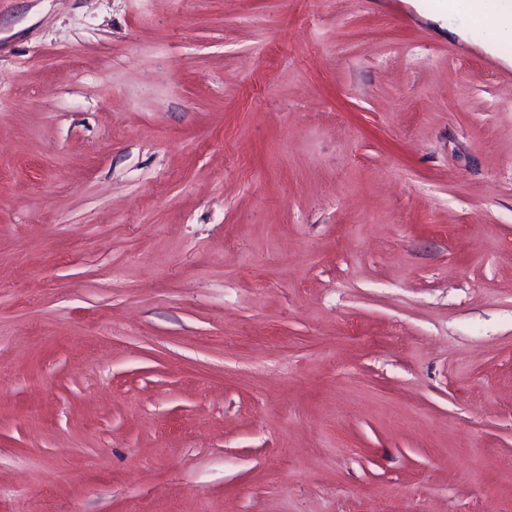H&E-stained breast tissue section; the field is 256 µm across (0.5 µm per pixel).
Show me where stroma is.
I'll return each instance as SVG.
<instances>
[{
	"label": "stroma",
	"mask_w": 512,
	"mask_h": 512,
	"mask_svg": "<svg viewBox=\"0 0 512 512\" xmlns=\"http://www.w3.org/2000/svg\"><path fill=\"white\" fill-rule=\"evenodd\" d=\"M427 0H0V512H512V41Z\"/></svg>",
	"instance_id": "obj_1"
}]
</instances>
